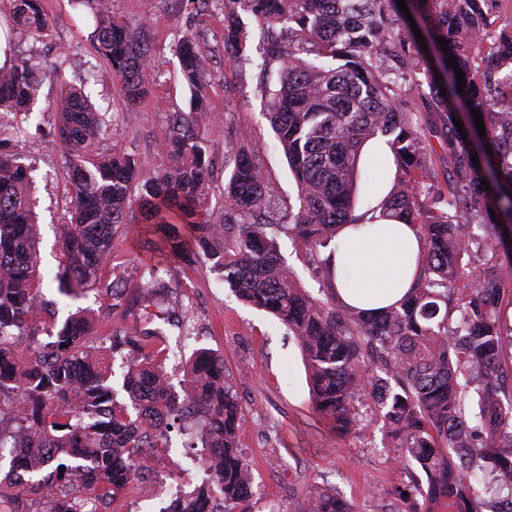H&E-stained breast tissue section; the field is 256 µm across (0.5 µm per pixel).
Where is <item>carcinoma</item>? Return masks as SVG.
Returning <instances> with one entry per match:
<instances>
[{"label": "carcinoma", "instance_id": "carcinoma-1", "mask_svg": "<svg viewBox=\"0 0 512 512\" xmlns=\"http://www.w3.org/2000/svg\"><path fill=\"white\" fill-rule=\"evenodd\" d=\"M86 2L96 51L133 106L147 94V34L117 21L109 0ZM415 2L428 22L424 42L397 0H224V49L239 63L249 61L242 15L262 25V67L273 76L264 87L269 121L298 188V210L288 207L286 220L269 215L274 187L240 127L224 143L234 167L213 222L210 162L195 130L206 69L193 36L178 40L173 53L195 111L168 114L161 141L168 163L152 171L132 152L96 151L107 124L84 84L61 80L55 138L73 210L55 280L66 297L103 291L117 298L121 288L102 285L101 272L119 229L145 225L154 251L204 258L243 302L287 328L301 349L314 409L333 433L357 435V405L373 401L397 459L422 475L398 490L409 512H431L442 500L453 512H501L512 500V372L502 365L501 316L512 292V18L502 17L506 0ZM12 22L40 34L53 25L43 0H14ZM62 66L18 56L0 67V117L27 114L44 79L61 75ZM23 138L18 127L0 138V448L13 449L11 471L23 479L0 490V512H102L111 496L136 484L151 450L184 430L188 447L204 448L212 460L211 478L170 512H206L212 486L225 512H249L252 467L238 446L241 409L221 357L207 349L189 357L183 377L191 388L179 401L161 384V351L150 344L166 330L149 314L99 337L89 311L59 323L44 307L51 332L46 342L38 338ZM375 138L389 147L401 177L367 217L355 214V192L362 149ZM378 216L415 227L425 251L408 296L371 314L338 302L330 261L341 226ZM282 234L302 242L324 272L323 297L298 286L279 255ZM475 260L483 266L477 274ZM22 337L32 345L23 361L16 357ZM117 355L126 368L121 403L112 385ZM307 512L352 510L337 492L321 490Z\"/></svg>", "mask_w": 512, "mask_h": 512}]
</instances>
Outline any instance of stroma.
Wrapping results in <instances>:
<instances>
[{"label":"stroma","mask_w":512,"mask_h":512,"mask_svg":"<svg viewBox=\"0 0 512 512\" xmlns=\"http://www.w3.org/2000/svg\"><path fill=\"white\" fill-rule=\"evenodd\" d=\"M44 4L54 19L50 32L23 34L11 30L8 23L11 0H0V58L19 54L65 58L66 78L85 79L93 102L112 121L100 150L134 151L148 170L163 163L161 140L167 114L191 108V92L171 50L174 40L186 31L195 36L207 59L210 109L198 114L197 131L212 163L209 209L213 217H220L224 207V183L234 166L232 156L224 152V142L236 125L251 131L260 163L274 185L273 217H280L295 203L297 188L283 155L274 148L260 89L263 40L256 22L248 24L251 62L240 69L224 50V14L219 7L202 13L194 0H112L116 17L147 24L149 30V91L129 119L121 86L90 41L95 27L92 10L74 0H44ZM57 90L54 78L44 80L23 144L32 169L37 216L36 284L45 301L56 303L59 316L79 306L91 308L98 335L108 336L140 320L139 295L146 281L132 269L148 262L151 252L134 245L142 236L141 225H128L126 234L115 240L103 270L104 283L123 279L122 301L115 304L93 292L76 300L58 293L52 277L64 263L59 236L71 204L64 158L53 141ZM279 245L300 287L318 294L323 274L309 263L304 246L285 236ZM158 277L171 285L168 302L184 308L192 330L188 336L169 331L163 348L179 347L189 354L203 347L224 359L225 374L241 407L239 446L255 478L250 512H305L309 498L328 487L351 503L354 512H403L405 505L396 500L394 491L410 482L412 472L397 462L393 441L370 405L360 409L363 430L359 436H335L313 408L301 351L283 325L238 300L207 260L162 263Z\"/></svg>","instance_id":"obj_1"}]
</instances>
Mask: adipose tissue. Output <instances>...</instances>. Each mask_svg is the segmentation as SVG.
<instances>
[{"mask_svg": "<svg viewBox=\"0 0 512 512\" xmlns=\"http://www.w3.org/2000/svg\"><path fill=\"white\" fill-rule=\"evenodd\" d=\"M332 256L340 300L368 312L401 301L417 279L423 240L410 225L374 220L363 228L343 227Z\"/></svg>", "mask_w": 512, "mask_h": 512, "instance_id": "1", "label": "adipose tissue"}]
</instances>
